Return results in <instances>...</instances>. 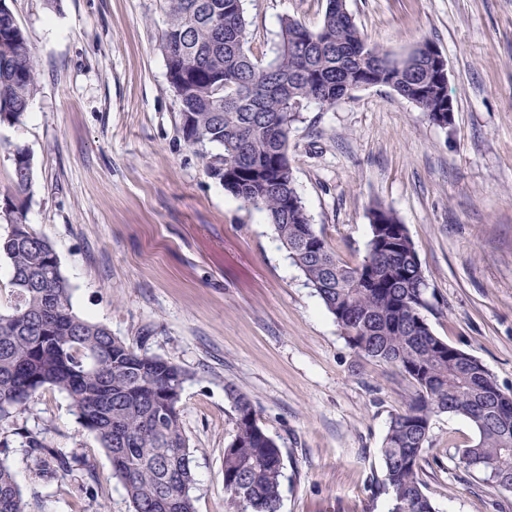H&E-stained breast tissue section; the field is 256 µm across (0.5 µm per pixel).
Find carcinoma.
<instances>
[{
  "label": "carcinoma",
  "mask_w": 512,
  "mask_h": 512,
  "mask_svg": "<svg viewBox=\"0 0 512 512\" xmlns=\"http://www.w3.org/2000/svg\"><path fill=\"white\" fill-rule=\"evenodd\" d=\"M10 0H0V125L22 121L36 90V60ZM160 50L170 89L180 102L181 128L191 145L211 144L207 173L245 205L263 211L289 258L334 318L353 353L396 368L414 388L410 402L391 415L380 449L389 512H435L420 476L433 417L468 419L476 440L459 463L482 470L512 491V423L499 411L512 392L474 356L435 336L423 310L427 287L405 225L382 204L369 211L366 254L341 261L316 232L296 189L288 138L308 102L333 106L362 87L382 85L413 103L438 126L448 113V73L425 42L403 58L367 42L346 0H326L320 26L281 21L270 59L247 44L244 0H165ZM9 191L32 183L31 155L18 149ZM11 267L8 312H0V424L40 389L71 398L78 425L92 434L112 463L133 512H195L193 459L180 422L190 375L176 363L148 355L112 335L103 323L77 315L71 286L52 246L31 227L24 236H0V257ZM37 284L19 287L25 275ZM234 411L224 448V489L239 512H279L284 457L258 424L251 398L227 387ZM29 448L35 475L54 482L80 471V491H92L95 465L47 445L40 432L15 428ZM0 512H24L15 473L0 460Z\"/></svg>",
  "instance_id": "obj_1"
}]
</instances>
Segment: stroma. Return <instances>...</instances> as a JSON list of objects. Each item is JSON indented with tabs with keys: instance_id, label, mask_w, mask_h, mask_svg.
<instances>
[{
	"instance_id": "stroma-1",
	"label": "stroma",
	"mask_w": 512,
	"mask_h": 512,
	"mask_svg": "<svg viewBox=\"0 0 512 512\" xmlns=\"http://www.w3.org/2000/svg\"><path fill=\"white\" fill-rule=\"evenodd\" d=\"M326 0H246L247 41L268 59L280 21L317 28ZM37 60L22 121L0 125V235L15 213L53 247L81 317L191 373L181 419L196 512H235L224 491L234 385L284 457L280 512H388L380 454L412 384L357 357L261 211L210 176L182 133L158 48L162 0H12ZM369 43L394 56L422 43L444 57L452 122L441 127L386 86L304 107L289 134L296 189L345 262L362 259L369 208H392L426 277L436 336L512 390V0H347ZM33 158L25 193L4 201L13 151ZM26 512H131L70 399L39 390L9 423ZM96 464L89 494L32 479L16 429ZM476 432L433 418L421 478L437 512H512V494L464 468Z\"/></svg>"
}]
</instances>
